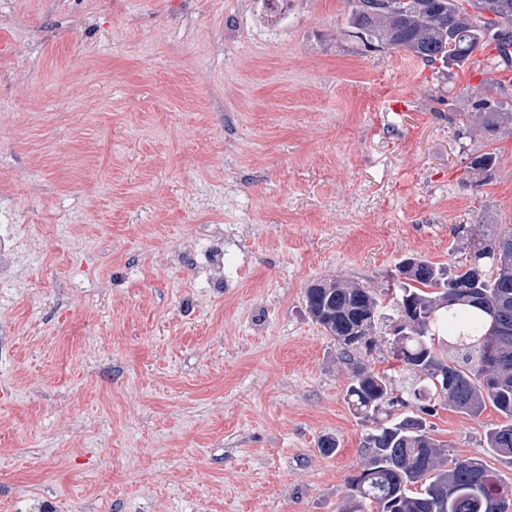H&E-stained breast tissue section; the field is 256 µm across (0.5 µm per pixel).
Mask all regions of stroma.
<instances>
[{"label": "stroma", "instance_id": "1", "mask_svg": "<svg viewBox=\"0 0 512 512\" xmlns=\"http://www.w3.org/2000/svg\"><path fill=\"white\" fill-rule=\"evenodd\" d=\"M348 0H0V512H340L367 425L315 281L381 293L398 393L407 256L512 228V133L462 125L478 69L348 36ZM406 99L399 111L393 103ZM496 151L483 185L469 155ZM494 408H439L481 457ZM336 439L332 453L320 445Z\"/></svg>", "mask_w": 512, "mask_h": 512}]
</instances>
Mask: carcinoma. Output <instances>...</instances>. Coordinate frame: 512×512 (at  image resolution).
I'll return each instance as SVG.
<instances>
[{
	"instance_id": "1",
	"label": "carcinoma",
	"mask_w": 512,
	"mask_h": 512,
	"mask_svg": "<svg viewBox=\"0 0 512 512\" xmlns=\"http://www.w3.org/2000/svg\"><path fill=\"white\" fill-rule=\"evenodd\" d=\"M349 36L363 47L400 48L441 76L463 68L488 45L512 44V0H349ZM492 11L501 24L488 30L481 19ZM485 82L512 69L499 55L482 60ZM489 137L512 131V102L485 96L476 111L459 113ZM496 152L471 154L470 172L487 179ZM464 258L455 272L422 257L396 267L395 305L406 325L393 337L397 357L422 385L411 399L393 394L390 378L356 366L346 388L355 414L372 428L363 439L361 471L349 481L342 512H509L512 487L478 457L450 459L448 444L430 433L427 416L439 406L479 416L492 406L501 420L486 432L487 447L512 464V228L464 227ZM479 260L473 275L469 258ZM311 318L336 339L345 359L364 347L381 310L373 291L337 281L305 290ZM450 344L453 357L436 345Z\"/></svg>"
}]
</instances>
